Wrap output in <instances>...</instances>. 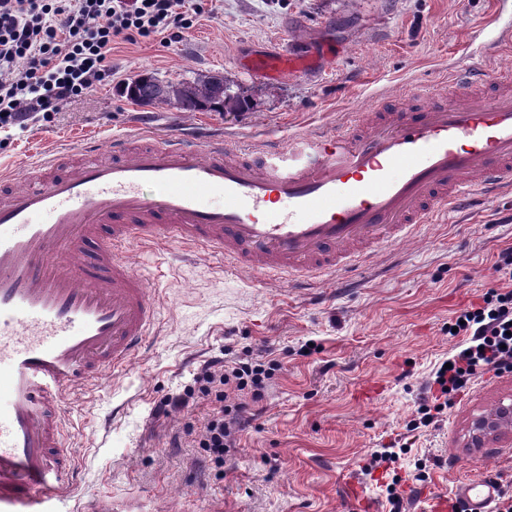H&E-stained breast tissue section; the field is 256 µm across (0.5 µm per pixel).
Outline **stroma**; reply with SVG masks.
Returning a JSON list of instances; mask_svg holds the SVG:
<instances>
[{
	"instance_id": "35a3bbf8",
	"label": "stroma",
	"mask_w": 512,
	"mask_h": 512,
	"mask_svg": "<svg viewBox=\"0 0 512 512\" xmlns=\"http://www.w3.org/2000/svg\"><path fill=\"white\" fill-rule=\"evenodd\" d=\"M495 0H204L205 12L180 43L118 44L116 70L92 95L50 120L12 130L0 167L24 177L41 156L107 144L146 124L197 127L247 145L332 126L378 102L409 105L411 82L475 57L472 30L491 25ZM265 52L306 56L308 70L263 80L240 58ZM151 73L174 82L220 75L251 101L246 112H181L133 102L124 83ZM512 248V194L481 209L426 224L416 239L386 246L373 267L343 283L262 280L212 258L177 259V246L131 261L157 296L158 334L136 360L93 394L74 400L68 443L79 459L73 500L112 512H353L348 488L390 512L383 470L365 458L403 434L427 396L433 369L452 347L448 320L495 286L493 265ZM318 352L302 355L307 343ZM272 350L280 367L238 448L214 464L186 437L208 405L194 377L212 358ZM168 396L187 406L155 416ZM512 402V373L476 379L456 405L417 436L400 459L425 478L408 484L401 512L420 493H452L462 481L512 476V427L486 448L467 445L476 414Z\"/></svg>"
}]
</instances>
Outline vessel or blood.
Listing matches in <instances>:
<instances>
[{"label": "vessel or blood", "mask_w": 512, "mask_h": 512, "mask_svg": "<svg viewBox=\"0 0 512 512\" xmlns=\"http://www.w3.org/2000/svg\"><path fill=\"white\" fill-rule=\"evenodd\" d=\"M487 57L512 44V23ZM258 56L254 76L300 69ZM417 110L351 112L330 128L268 137L115 138L0 175V512L70 500L75 460L65 406L129 365L154 334L157 302L127 248L174 243L232 269L296 283L367 265L417 227L512 191V72L463 58L412 83ZM220 196L211 204V196ZM468 512H492L496 486L457 485Z\"/></svg>", "instance_id": "1"}]
</instances>
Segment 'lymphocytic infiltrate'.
Returning <instances> with one entry per match:
<instances>
[{"instance_id": "lymphocytic-infiltrate-1", "label": "lymphocytic infiltrate", "mask_w": 512, "mask_h": 512, "mask_svg": "<svg viewBox=\"0 0 512 512\" xmlns=\"http://www.w3.org/2000/svg\"><path fill=\"white\" fill-rule=\"evenodd\" d=\"M180 0H0V129L28 128L112 75V49L121 42L157 39L178 43L192 13ZM496 286L480 303L451 319L458 342L448 363L434 372L433 393L406 428L416 432L454 405L473 379L512 372V248L493 266ZM276 360L226 359L205 365L195 377L213 407L192 436L214 463L238 447L251 421L244 396L259 400Z\"/></svg>"}]
</instances>
